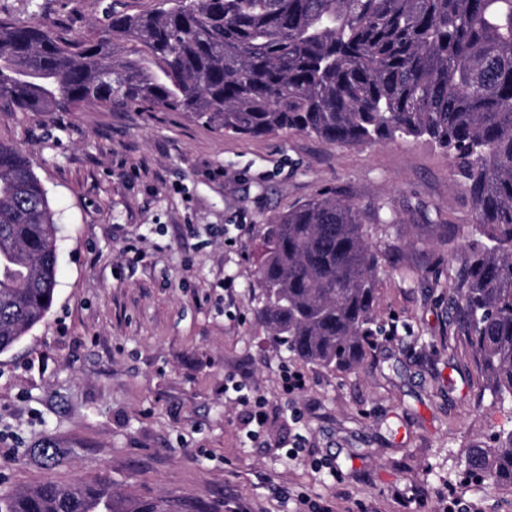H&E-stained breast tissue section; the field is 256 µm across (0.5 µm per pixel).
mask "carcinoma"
Returning a JSON list of instances; mask_svg holds the SVG:
<instances>
[{
    "instance_id": "1",
    "label": "carcinoma",
    "mask_w": 512,
    "mask_h": 512,
    "mask_svg": "<svg viewBox=\"0 0 512 512\" xmlns=\"http://www.w3.org/2000/svg\"><path fill=\"white\" fill-rule=\"evenodd\" d=\"M0 102L187 112L241 136L347 145L426 137L448 152L476 236L454 277L457 334L482 391L512 403V0H160L107 9L102 35L63 37L0 16ZM330 192L265 225L255 315L299 360L332 372L379 347L380 254ZM56 221L17 147L0 142V353L51 309ZM467 449L468 474L512 488V428ZM0 512H120L106 484L0 489Z\"/></svg>"
}]
</instances>
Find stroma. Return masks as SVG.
<instances>
[{
	"mask_svg": "<svg viewBox=\"0 0 512 512\" xmlns=\"http://www.w3.org/2000/svg\"><path fill=\"white\" fill-rule=\"evenodd\" d=\"M155 3L0 0V13L92 38L107 7ZM0 142L29 158L58 226L54 304L0 353V487L107 480L120 512H448L454 498L512 512V489L465 477L467 449L494 447L512 410L481 398L453 333L448 274L473 212L436 144L244 137L92 103L0 106ZM327 191L396 219L366 230L397 334L351 372L287 356L253 316L265 224Z\"/></svg>",
	"mask_w": 512,
	"mask_h": 512,
	"instance_id": "1",
	"label": "stroma"
}]
</instances>
